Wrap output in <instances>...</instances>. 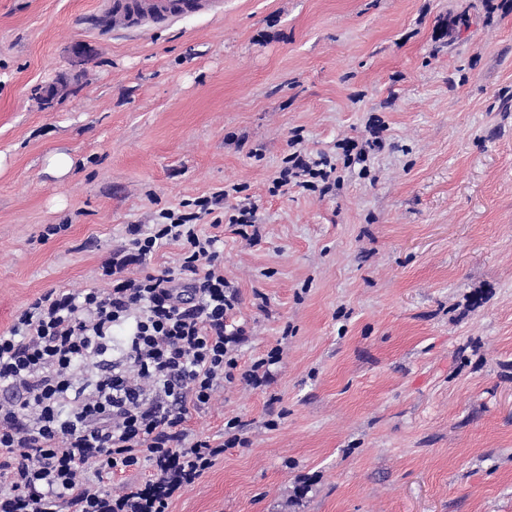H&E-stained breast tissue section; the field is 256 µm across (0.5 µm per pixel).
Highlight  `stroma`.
Here are the masks:
<instances>
[{
  "label": "stroma",
  "mask_w": 512,
  "mask_h": 512,
  "mask_svg": "<svg viewBox=\"0 0 512 512\" xmlns=\"http://www.w3.org/2000/svg\"><path fill=\"white\" fill-rule=\"evenodd\" d=\"M371 124L361 165L341 144ZM296 135L327 193L273 192ZM230 184L261 222L222 228L238 370L282 359L190 415L249 442L171 512H512V0H224L144 31L0 0V331Z\"/></svg>",
  "instance_id": "stroma-1"
}]
</instances>
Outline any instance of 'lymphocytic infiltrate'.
<instances>
[{
	"mask_svg": "<svg viewBox=\"0 0 512 512\" xmlns=\"http://www.w3.org/2000/svg\"><path fill=\"white\" fill-rule=\"evenodd\" d=\"M327 157H288L273 183L306 190L328 181ZM238 185L132 224L126 248L101 266L105 285L49 291L0 332V512H170L182 489L238 436H190L189 414L233 381L242 328H228L235 295L220 261L222 224L251 227L257 207H232ZM212 216L213 233L199 222ZM182 246L165 274L125 276L166 244ZM145 464L144 484L111 491L114 474Z\"/></svg>",
	"mask_w": 512,
	"mask_h": 512,
	"instance_id": "lymphocytic-infiltrate-1",
	"label": "lymphocytic infiltrate"
}]
</instances>
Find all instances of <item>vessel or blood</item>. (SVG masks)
I'll return each instance as SVG.
<instances>
[{
	"label": "vessel or blood",
	"mask_w": 512,
	"mask_h": 512,
	"mask_svg": "<svg viewBox=\"0 0 512 512\" xmlns=\"http://www.w3.org/2000/svg\"><path fill=\"white\" fill-rule=\"evenodd\" d=\"M106 10L127 27H164L187 14H223L224 0H109Z\"/></svg>",
	"instance_id": "b4317fda"
}]
</instances>
